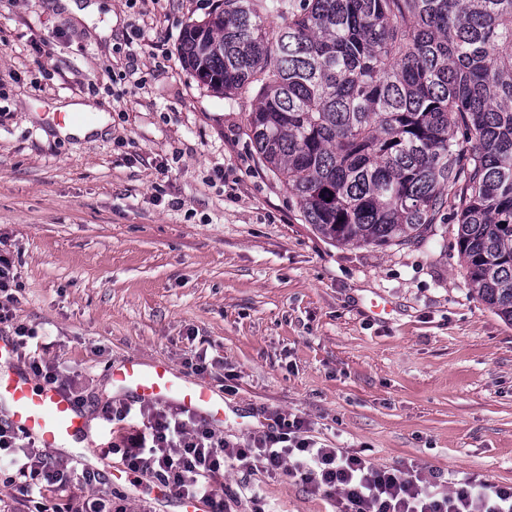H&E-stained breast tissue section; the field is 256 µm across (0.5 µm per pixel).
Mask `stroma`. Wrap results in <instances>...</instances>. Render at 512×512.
<instances>
[{
  "label": "stroma",
  "mask_w": 512,
  "mask_h": 512,
  "mask_svg": "<svg viewBox=\"0 0 512 512\" xmlns=\"http://www.w3.org/2000/svg\"><path fill=\"white\" fill-rule=\"evenodd\" d=\"M0 0V255L36 328L97 418L111 365L163 361L222 393L217 435L242 442L298 415L327 448L512 486V324L473 296L456 224L421 245L341 246L306 224L248 136L253 101L204 86L184 28L217 0ZM99 102L108 135L47 118ZM393 306L382 319L369 298ZM206 350L198 372L189 360ZM227 512H329L261 468L227 469ZM107 128V118L103 115L92 124H68L65 127H58V132L61 137L75 136L85 137L88 134H104Z\"/></svg>",
  "instance_id": "obj_1"
}]
</instances>
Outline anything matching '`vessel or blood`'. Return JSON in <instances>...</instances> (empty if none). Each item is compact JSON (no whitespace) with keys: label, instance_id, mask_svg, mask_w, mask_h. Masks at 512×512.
Segmentation results:
<instances>
[{"label":"vessel or blood","instance_id":"b4317fda","mask_svg":"<svg viewBox=\"0 0 512 512\" xmlns=\"http://www.w3.org/2000/svg\"><path fill=\"white\" fill-rule=\"evenodd\" d=\"M17 349L15 339L0 336V420L40 447L68 451L71 461L87 468L84 452L70 449L73 441L88 436L82 408L65 390L36 381L29 370L16 367ZM110 373L113 383L133 400L170 405L208 423L224 419V401L209 384L185 379L165 362L129 357Z\"/></svg>","mask_w":512,"mask_h":512}]
</instances>
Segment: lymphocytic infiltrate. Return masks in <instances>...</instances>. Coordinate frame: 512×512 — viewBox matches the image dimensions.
<instances>
[{
	"instance_id": "1",
	"label": "lymphocytic infiltrate",
	"mask_w": 512,
	"mask_h": 512,
	"mask_svg": "<svg viewBox=\"0 0 512 512\" xmlns=\"http://www.w3.org/2000/svg\"><path fill=\"white\" fill-rule=\"evenodd\" d=\"M141 431L106 448L129 470L164 483L180 496L205 498L211 512H224V469L259 462L272 476L285 474L315 492L334 494L335 512H512V488L477 477L441 492L438 474L421 469L385 470L360 452L323 448L307 438L304 417L273 414V431L245 443L216 434L208 423L151 406H140ZM104 484L103 474L78 470L71 461L54 459L35 441L0 425V483L18 488L22 512H112V497L77 502L48 499V488L72 480Z\"/></svg>"
}]
</instances>
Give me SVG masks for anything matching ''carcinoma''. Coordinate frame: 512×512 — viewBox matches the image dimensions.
<instances>
[{"label": "carcinoma", "mask_w": 512, "mask_h": 512, "mask_svg": "<svg viewBox=\"0 0 512 512\" xmlns=\"http://www.w3.org/2000/svg\"><path fill=\"white\" fill-rule=\"evenodd\" d=\"M180 54L254 95L255 150L319 235L419 244L450 210L470 290L512 324V0H220Z\"/></svg>", "instance_id": "cac0c4a2"}]
</instances>
